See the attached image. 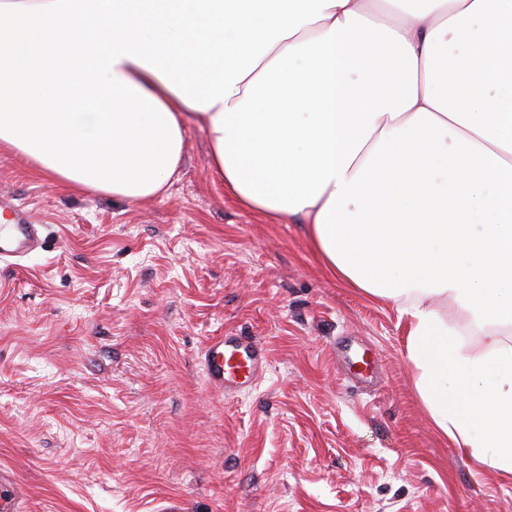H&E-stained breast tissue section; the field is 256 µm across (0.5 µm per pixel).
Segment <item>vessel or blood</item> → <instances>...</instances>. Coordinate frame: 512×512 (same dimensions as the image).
I'll use <instances>...</instances> for the list:
<instances>
[{"mask_svg":"<svg viewBox=\"0 0 512 512\" xmlns=\"http://www.w3.org/2000/svg\"><path fill=\"white\" fill-rule=\"evenodd\" d=\"M46 227L10 196L0 194V262L24 257L42 249ZM209 386L222 395L253 387L267 365L263 348L244 336L211 337L201 355Z\"/></svg>","mask_w":512,"mask_h":512,"instance_id":"vessel-or-blood-1","label":"vessel or blood"}]
</instances>
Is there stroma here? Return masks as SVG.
<instances>
[{"mask_svg": "<svg viewBox=\"0 0 512 512\" xmlns=\"http://www.w3.org/2000/svg\"><path fill=\"white\" fill-rule=\"evenodd\" d=\"M190 127L165 195L72 191L0 151L48 244L0 263V504L12 512H512L430 422L393 304L343 285L304 225L240 206ZM268 369L212 391L206 340ZM352 343L365 381L347 362Z\"/></svg>", "mask_w": 512, "mask_h": 512, "instance_id": "35a3bbf8", "label": "stroma"}]
</instances>
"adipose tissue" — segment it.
I'll list each match as a JSON object with an SVG mask.
<instances>
[{
	"mask_svg": "<svg viewBox=\"0 0 512 512\" xmlns=\"http://www.w3.org/2000/svg\"><path fill=\"white\" fill-rule=\"evenodd\" d=\"M193 126L231 197L395 305L434 428L512 477V0H0V149L35 173L150 198Z\"/></svg>",
	"mask_w": 512,
	"mask_h": 512,
	"instance_id": "ef3b65f1",
	"label": "adipose tissue"
}]
</instances>
